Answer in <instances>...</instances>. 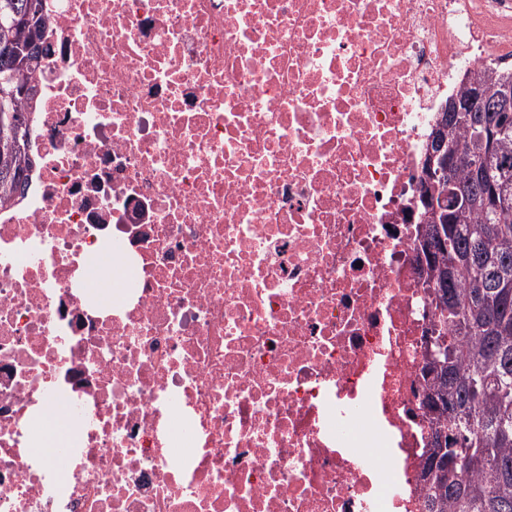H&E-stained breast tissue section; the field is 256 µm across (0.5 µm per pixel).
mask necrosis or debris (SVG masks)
I'll use <instances>...</instances> for the list:
<instances>
[{
	"label": "necrosis or debris",
	"instance_id": "1",
	"mask_svg": "<svg viewBox=\"0 0 512 512\" xmlns=\"http://www.w3.org/2000/svg\"><path fill=\"white\" fill-rule=\"evenodd\" d=\"M45 10L0 207V512H425L421 164L468 71L512 67V0ZM49 433H53L54 442L61 445L69 434L68 421L60 405H51L46 417Z\"/></svg>",
	"mask_w": 512,
	"mask_h": 512
}]
</instances>
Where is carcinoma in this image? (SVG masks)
<instances>
[{
	"instance_id": "cac0c4a2",
	"label": "carcinoma",
	"mask_w": 512,
	"mask_h": 512,
	"mask_svg": "<svg viewBox=\"0 0 512 512\" xmlns=\"http://www.w3.org/2000/svg\"><path fill=\"white\" fill-rule=\"evenodd\" d=\"M29 0H0V72L14 68L17 55L26 58L25 80L34 73L46 50L32 46L26 28ZM512 73L480 68L466 75L451 98L465 100L475 89L495 102ZM499 113L459 112L444 129L431 132L454 148L447 180L435 179L419 193L422 223L429 221L424 195L440 193L453 182L467 197L463 211L445 216L447 248L434 235L417 239L416 250L426 257L430 307L447 331L453 360L431 378L428 402L436 417L433 434L448 422L443 408H457L454 424L465 433L467 448L484 454L475 470L432 447L424 470L428 512H512V304L497 317L498 297L512 293V207L497 209L487 202L488 187L512 182V126L501 131ZM29 142L0 165V204L24 190L30 169Z\"/></svg>"
}]
</instances>
